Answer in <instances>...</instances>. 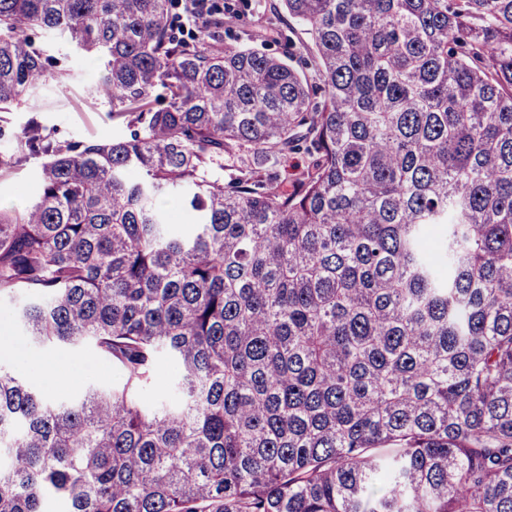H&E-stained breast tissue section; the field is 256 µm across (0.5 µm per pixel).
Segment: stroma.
Instances as JSON below:
<instances>
[{
    "label": "stroma",
    "instance_id": "obj_1",
    "mask_svg": "<svg viewBox=\"0 0 512 512\" xmlns=\"http://www.w3.org/2000/svg\"><path fill=\"white\" fill-rule=\"evenodd\" d=\"M38 44L48 45V53L67 72L64 81L42 84L33 108L8 113L0 124V156L20 155L23 146L18 139L31 115H38L49 133L61 142H82L90 138L109 140L125 136V126L112 120L105 98L91 96L89 90L100 83L98 65L77 53L66 41L47 43L43 34H35ZM41 159L31 157L10 171L0 172V206L20 208L38 195V173ZM10 344L0 349V366L25 375L38 387H45L47 371L56 365H67L77 379V388L94 383L109 385L119 379L110 361L91 349L44 348L31 342L22 329L0 315V336Z\"/></svg>",
    "mask_w": 512,
    "mask_h": 512
}]
</instances>
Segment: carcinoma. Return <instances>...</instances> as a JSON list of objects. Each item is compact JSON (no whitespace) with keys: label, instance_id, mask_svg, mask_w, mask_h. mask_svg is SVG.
<instances>
[{"label":"carcinoma","instance_id":"cac0c4a2","mask_svg":"<svg viewBox=\"0 0 512 512\" xmlns=\"http://www.w3.org/2000/svg\"><path fill=\"white\" fill-rule=\"evenodd\" d=\"M171 7L0 0V113L64 78L39 30L130 130L31 120L0 161L45 158L0 208V308L121 375L0 367V512H512V0H280L237 46L235 11L186 6L206 41ZM288 36L292 39H294L296 42L299 38H305L306 36L301 33V31H297V33H292L288 30V28L283 27V35L281 37H278L276 34L268 36L264 39L263 42L258 41V45L261 46L262 43V50L269 56L272 57H282L283 52L285 51L286 47V38L288 39Z\"/></svg>","mask_w":512,"mask_h":512}]
</instances>
